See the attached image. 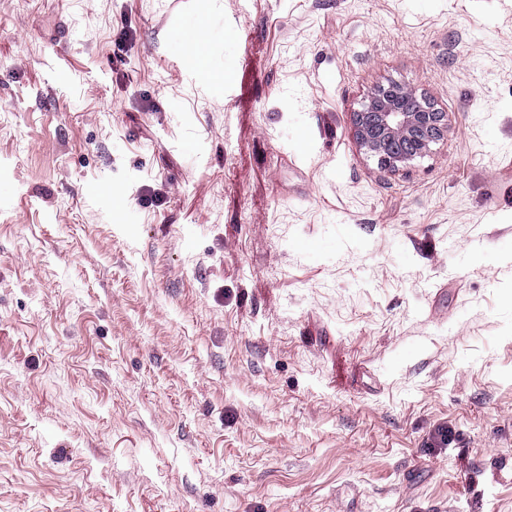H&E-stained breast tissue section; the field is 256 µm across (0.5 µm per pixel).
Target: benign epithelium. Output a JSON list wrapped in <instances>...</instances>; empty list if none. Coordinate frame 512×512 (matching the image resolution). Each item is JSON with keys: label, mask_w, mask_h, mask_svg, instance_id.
<instances>
[{"label": "benign epithelium", "mask_w": 512, "mask_h": 512, "mask_svg": "<svg viewBox=\"0 0 512 512\" xmlns=\"http://www.w3.org/2000/svg\"><path fill=\"white\" fill-rule=\"evenodd\" d=\"M354 125L360 146L390 170L425 154L448 131L447 113L397 83L378 86L354 113Z\"/></svg>", "instance_id": "benign-epithelium-1"}]
</instances>
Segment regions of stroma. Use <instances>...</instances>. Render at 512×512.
Returning a JSON list of instances; mask_svg holds the SVG:
<instances>
[{"mask_svg":"<svg viewBox=\"0 0 512 512\" xmlns=\"http://www.w3.org/2000/svg\"><path fill=\"white\" fill-rule=\"evenodd\" d=\"M1 182L0 512H512V0H0ZM176 39L181 45V50H183L184 45L193 39V31L187 30L183 33H179ZM183 56L191 62L194 69H198L200 72H203L208 65V55L207 52H205L204 41L200 47L195 45L194 47L183 50ZM354 125L360 146L390 170L425 154L448 131L446 112L397 83L378 86L354 113Z\"/></svg>","mask_w":512,"mask_h":512,"instance_id":"35a3bbf8","label":"stroma"}]
</instances>
